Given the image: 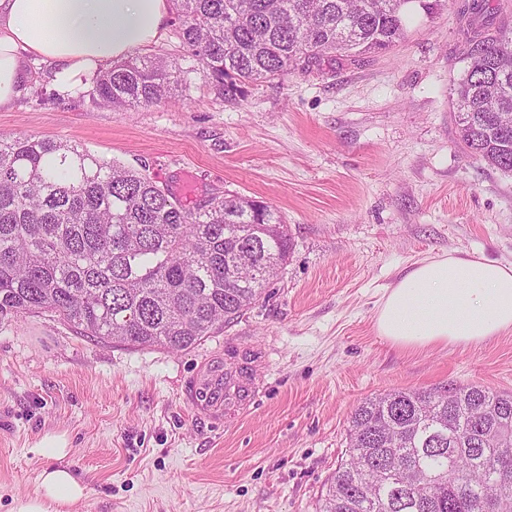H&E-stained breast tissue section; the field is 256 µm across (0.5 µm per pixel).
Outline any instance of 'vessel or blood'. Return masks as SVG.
I'll use <instances>...</instances> for the list:
<instances>
[{
  "mask_svg": "<svg viewBox=\"0 0 512 512\" xmlns=\"http://www.w3.org/2000/svg\"><path fill=\"white\" fill-rule=\"evenodd\" d=\"M256 382L250 376L224 367L206 364L190 381L187 399L211 423L222 422L226 412L249 404L255 397Z\"/></svg>",
  "mask_w": 512,
  "mask_h": 512,
  "instance_id": "1",
  "label": "vessel or blood"
}]
</instances>
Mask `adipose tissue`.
Returning a JSON list of instances; mask_svg holds the SVG:
<instances>
[{"label":"adipose tissue","instance_id":"adipose-tissue-1","mask_svg":"<svg viewBox=\"0 0 512 512\" xmlns=\"http://www.w3.org/2000/svg\"><path fill=\"white\" fill-rule=\"evenodd\" d=\"M170 6V0H0V109L23 94L31 58L52 64L58 94L83 92L104 61L159 42ZM375 328L404 350L484 345L512 331V263L449 253L418 261L386 291ZM38 451L50 464L13 512H68L87 492L66 464L69 442L48 435Z\"/></svg>","mask_w":512,"mask_h":512}]
</instances>
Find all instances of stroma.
Segmentation results:
<instances>
[{"mask_svg":"<svg viewBox=\"0 0 512 512\" xmlns=\"http://www.w3.org/2000/svg\"><path fill=\"white\" fill-rule=\"evenodd\" d=\"M457 8H413L392 49L249 84L233 101L214 95L172 29L147 52L188 83L135 112L59 96L51 64L28 61L0 135L148 166L176 194L191 178V204L229 193L270 205L293 249L264 300L188 350L105 346L48 312L0 323V512L36 490L48 433L67 434V461L88 487L72 512H315L363 399L512 390V331L404 352L374 326L387 288L419 260L512 262V175L458 143L449 93L467 62ZM231 348L262 354L261 392L213 425L182 389Z\"/></svg>","mask_w":512,"mask_h":512,"instance_id":"stroma-1","label":"stroma"}]
</instances>
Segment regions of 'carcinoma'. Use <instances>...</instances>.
Wrapping results in <instances>:
<instances>
[{
	"label": "carcinoma",
	"mask_w": 512,
	"mask_h": 512,
	"mask_svg": "<svg viewBox=\"0 0 512 512\" xmlns=\"http://www.w3.org/2000/svg\"><path fill=\"white\" fill-rule=\"evenodd\" d=\"M429 0H173L176 32L222 97L328 57L385 51ZM460 13L491 14L490 0ZM451 104L460 142L512 173V28L469 36ZM185 72L157 56L102 68L89 91L129 112ZM278 211L211 195L189 207L145 166L53 139L0 136V321L51 312L102 343L184 350L265 296L288 262ZM512 512V392L400 389L350 416L346 458L316 512Z\"/></svg>",
	"instance_id": "carcinoma-1"
}]
</instances>
